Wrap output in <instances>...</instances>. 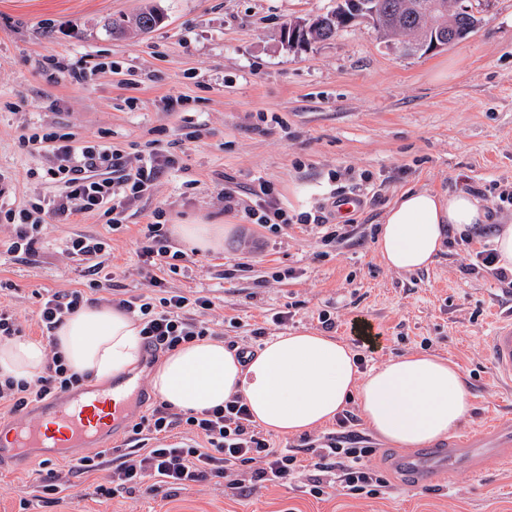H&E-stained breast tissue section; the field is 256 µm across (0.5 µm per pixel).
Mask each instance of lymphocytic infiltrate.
Instances as JSON below:
<instances>
[{
    "label": "lymphocytic infiltrate",
    "mask_w": 512,
    "mask_h": 512,
    "mask_svg": "<svg viewBox=\"0 0 512 512\" xmlns=\"http://www.w3.org/2000/svg\"><path fill=\"white\" fill-rule=\"evenodd\" d=\"M19 145L26 150L49 149L59 163L44 169L41 176L63 183L65 191L45 203L0 207V223L13 228L7 247L11 254H34L49 220L71 224L78 216L100 211L108 216L112 229L121 228L128 201L147 191L162 169L156 156L146 165L127 169L123 154L111 143H79L69 133L35 132L20 136ZM104 165L117 172V179H93V172ZM162 216V211H155L152 222L145 225L139 251L149 291L115 302L117 309L139 322L143 347L156 357L215 334L208 319L214 307L210 297L166 286L164 273L177 272L183 253L170 249ZM111 289L112 276L107 273L91 281L88 289L57 291L41 298L38 323L43 334L53 335L63 317L94 304L97 293ZM84 383V375L68 369L54 351L34 379L0 378V404L16 415ZM354 420L353 414L342 413L337 419L339 433L304 439L296 448H274L254 425L241 398L197 413L176 412L163 403L151 417L131 424L128 433L133 446L128 452L117 456L109 448L97 450L71 463L68 473L78 477L111 467L108 480L95 488L96 495L106 499L134 494L149 480L180 491L220 478L225 488L237 490L242 486L239 470L243 467L250 469L256 483H297L303 493L316 499L327 494L324 474L334 472L342 494L375 497L388 481L369 466L373 450L352 431Z\"/></svg>",
    "instance_id": "lymphocytic-infiltrate-1"
}]
</instances>
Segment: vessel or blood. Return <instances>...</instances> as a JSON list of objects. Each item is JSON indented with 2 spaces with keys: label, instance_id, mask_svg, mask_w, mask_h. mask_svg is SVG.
<instances>
[{
  "label": "vessel or blood",
  "instance_id": "obj_1",
  "mask_svg": "<svg viewBox=\"0 0 512 512\" xmlns=\"http://www.w3.org/2000/svg\"><path fill=\"white\" fill-rule=\"evenodd\" d=\"M496 377L512 384V315L497 319L490 338ZM147 403L140 385L115 384L88 388L39 403L29 416L0 417V464L29 459L38 453L47 458L72 456L78 448L108 445L116 432L125 430L132 416ZM462 448H508L512 428L491 426L486 433L459 440ZM455 461L447 448H426L401 455V469L416 484L432 482L437 471Z\"/></svg>",
  "mask_w": 512,
  "mask_h": 512
}]
</instances>
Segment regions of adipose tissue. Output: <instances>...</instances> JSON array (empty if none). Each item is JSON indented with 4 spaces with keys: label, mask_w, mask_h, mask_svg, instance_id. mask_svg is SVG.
Here are the masks:
<instances>
[{
    "label": "adipose tissue",
    "mask_w": 512,
    "mask_h": 512,
    "mask_svg": "<svg viewBox=\"0 0 512 512\" xmlns=\"http://www.w3.org/2000/svg\"><path fill=\"white\" fill-rule=\"evenodd\" d=\"M484 220L468 193L410 190L387 209L376 252L389 269H425L443 250L446 231L463 234ZM53 350L69 368L103 385L139 365L140 326L112 306L84 307L65 318L53 341L27 336L0 341V375L32 379ZM151 384L183 412L241 397L255 425L283 436L325 426L353 399L367 425L400 448L447 438L472 411L470 391L448 359L410 353L365 372L346 343L312 329L273 337L246 362L219 341L181 345L154 367Z\"/></svg>",
    "instance_id": "1"
}]
</instances>
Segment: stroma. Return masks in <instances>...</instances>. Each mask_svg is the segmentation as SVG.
<instances>
[{
	"mask_svg": "<svg viewBox=\"0 0 512 512\" xmlns=\"http://www.w3.org/2000/svg\"><path fill=\"white\" fill-rule=\"evenodd\" d=\"M156 2L163 23L152 32L115 37L107 23L134 18ZM336 0H0V174L11 181L9 203L25 207L58 195L62 186L27 170L46 153L22 151L21 135L70 133L106 140L137 167L148 148L168 151L173 165L129 201L125 224L105 216L48 223L38 253L5 254L10 232L0 225V281L30 337H41L40 293L87 287L89 263L65 244L80 235L109 246L98 261L121 295L149 289L140 272V230L162 210L168 225L204 218L230 227L223 249L187 252L169 288L204 291L215 303L217 333L255 352L281 331L321 330L364 360L365 368L418 352L457 363L473 409L455 433L463 438L495 417L512 424V386L492 373L489 340L512 293L472 255L512 224V0H493L485 25L448 49L424 56L392 52L367 26L333 39L288 48L282 28L326 11ZM91 71L81 81L77 72ZM199 129L178 142L185 119ZM239 201L224 209V185ZM270 185L289 215L357 194L360 206L333 209L347 231L290 224L279 234L253 224L244 208ZM409 188L464 191L485 210L469 240L453 239L426 270L385 267L375 242L389 205ZM291 310L286 328L254 337L265 315ZM353 429L376 448L372 466L389 486L377 497L332 492L317 500L289 486L247 483L225 489L214 479L173 492L145 484L132 495L97 497L107 471L73 479L58 502L39 496L48 470L67 458L33 457L0 468V512H512V467L487 453L434 483L406 486L391 460L401 451L359 416Z\"/></svg>",
	"mask_w": 512,
	"mask_h": 512,
	"instance_id": "1",
	"label": "stroma"
}]
</instances>
